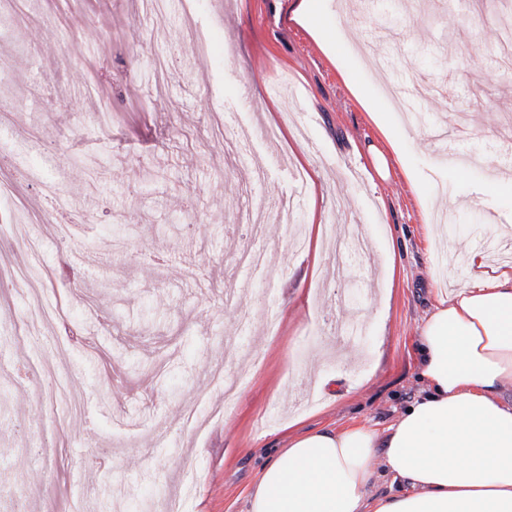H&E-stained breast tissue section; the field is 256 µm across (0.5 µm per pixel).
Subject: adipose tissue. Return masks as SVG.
I'll return each instance as SVG.
<instances>
[{
	"instance_id": "ef3b65f1",
	"label": "adipose tissue",
	"mask_w": 512,
	"mask_h": 512,
	"mask_svg": "<svg viewBox=\"0 0 512 512\" xmlns=\"http://www.w3.org/2000/svg\"><path fill=\"white\" fill-rule=\"evenodd\" d=\"M291 19L337 58L325 0H294ZM348 86L385 142L368 150L376 174L395 166L415 181L365 86ZM466 262L468 281L437 289L415 329L418 398L382 430L355 423L289 438L244 512H512V264L476 248Z\"/></svg>"
}]
</instances>
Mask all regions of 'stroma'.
I'll return each mask as SVG.
<instances>
[{"instance_id":"1","label":"stroma","mask_w":512,"mask_h":512,"mask_svg":"<svg viewBox=\"0 0 512 512\" xmlns=\"http://www.w3.org/2000/svg\"><path fill=\"white\" fill-rule=\"evenodd\" d=\"M291 2L0 9V180L13 184L0 217L32 220L40 239L34 255L0 244V265L45 278L40 296L0 294V512L21 492L29 512H165L186 479L185 512H241L289 419L383 428L412 401L415 327L430 289L466 281L468 248L512 262V233L493 232L502 210L481 194L512 169V29L498 24L512 0H328L334 62ZM351 72L405 139L421 194L398 170L370 181L364 147L382 137ZM76 112L90 116L80 131ZM301 155L312 180L296 177ZM457 159L473 160L466 176ZM58 194L92 216L68 249ZM313 210L327 238L360 225L366 253L313 262L292 243ZM443 211L428 240L426 216ZM250 248L267 250L264 274L238 265ZM34 307L58 323L30 338ZM32 359L84 397L81 420L32 398ZM214 364L244 372L233 396L210 382ZM20 433L51 455L18 454Z\"/></svg>"}]
</instances>
